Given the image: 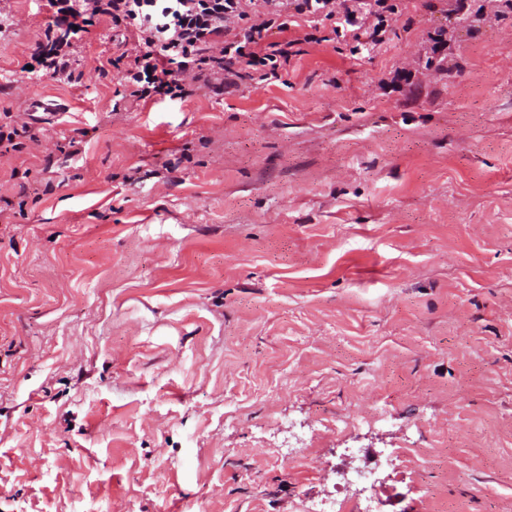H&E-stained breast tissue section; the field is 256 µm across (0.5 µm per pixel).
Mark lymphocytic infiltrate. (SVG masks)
I'll list each match as a JSON object with an SVG mask.
<instances>
[{
    "mask_svg": "<svg viewBox=\"0 0 512 512\" xmlns=\"http://www.w3.org/2000/svg\"><path fill=\"white\" fill-rule=\"evenodd\" d=\"M47 5L53 21L31 55L38 70L72 80L73 41L107 16L138 47L119 72L125 96L136 102L183 98L190 79L229 90L237 84L239 62L260 80L279 78L294 45L287 36L291 25L281 19L286 8L306 23L330 21L334 32L374 46L385 43L396 12L387 0H47ZM272 30L281 40H269Z\"/></svg>",
    "mask_w": 512,
    "mask_h": 512,
    "instance_id": "lymphocytic-infiltrate-1",
    "label": "lymphocytic infiltrate"
}]
</instances>
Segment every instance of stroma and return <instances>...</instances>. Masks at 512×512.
I'll return each mask as SVG.
<instances>
[{"mask_svg":"<svg viewBox=\"0 0 512 512\" xmlns=\"http://www.w3.org/2000/svg\"><path fill=\"white\" fill-rule=\"evenodd\" d=\"M391 2L143 104L109 19L63 84L0 0V113L44 104L0 147V512H512V11Z\"/></svg>","mask_w":512,"mask_h":512,"instance_id":"stroma-1","label":"stroma"}]
</instances>
